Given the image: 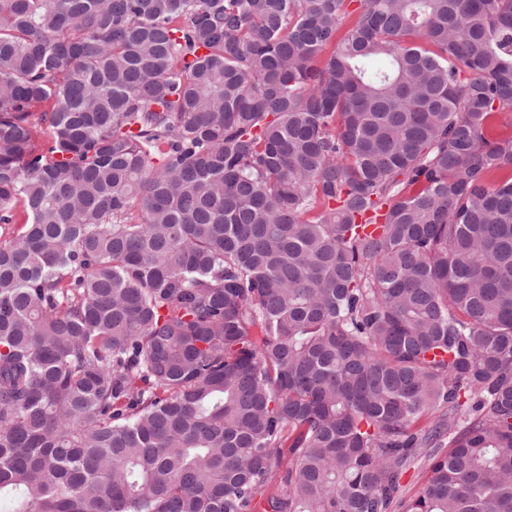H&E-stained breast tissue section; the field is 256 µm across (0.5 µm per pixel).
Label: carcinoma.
Masks as SVG:
<instances>
[{"instance_id": "1", "label": "carcinoma", "mask_w": 512, "mask_h": 512, "mask_svg": "<svg viewBox=\"0 0 512 512\" xmlns=\"http://www.w3.org/2000/svg\"><path fill=\"white\" fill-rule=\"evenodd\" d=\"M505 110L512 0H0V512H512ZM426 476L424 462L411 466L401 478L402 497L407 500L416 496L423 488Z\"/></svg>"}]
</instances>
